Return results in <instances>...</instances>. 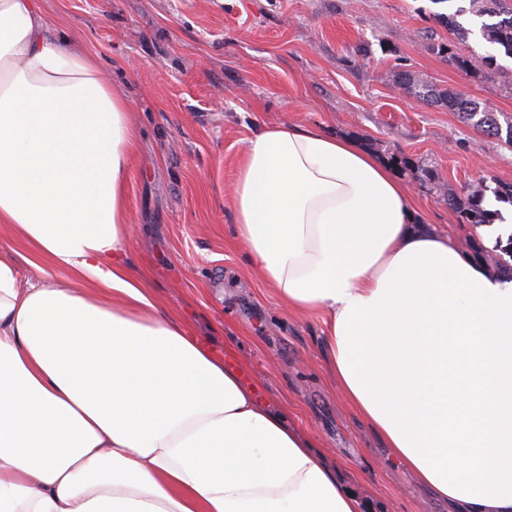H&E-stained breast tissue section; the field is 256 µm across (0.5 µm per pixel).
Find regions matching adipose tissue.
<instances>
[{"label": "adipose tissue", "instance_id": "1", "mask_svg": "<svg viewBox=\"0 0 512 512\" xmlns=\"http://www.w3.org/2000/svg\"><path fill=\"white\" fill-rule=\"evenodd\" d=\"M136 133L39 0H0V512H361L311 439L160 310L127 264ZM233 234L278 302L320 315L353 409L451 512H512V277L416 219L389 164L255 128Z\"/></svg>", "mask_w": 512, "mask_h": 512}]
</instances>
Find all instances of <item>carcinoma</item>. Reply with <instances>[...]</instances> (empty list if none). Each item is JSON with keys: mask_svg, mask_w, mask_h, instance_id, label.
Masks as SVG:
<instances>
[{"mask_svg": "<svg viewBox=\"0 0 512 512\" xmlns=\"http://www.w3.org/2000/svg\"><path fill=\"white\" fill-rule=\"evenodd\" d=\"M467 5L459 6L454 11L433 14L434 20L448 29L458 40H465L473 33L461 18L470 16L479 25L482 39L493 50L512 58V7L504 0H466ZM438 51L465 69L486 70L497 64L496 55H471L462 58L455 55L451 45L441 44ZM400 85L408 90L415 99L427 104L442 102L448 110L458 113L460 119L474 127L480 128L494 136L506 133V142L512 144V125L502 130L493 110L480 105L462 92H442L434 89L419 76L403 71L399 74ZM488 189L487 181L476 187L469 188L462 195H448V206L458 213L466 224H491L497 212L486 209L483 202Z\"/></svg>", "mask_w": 512, "mask_h": 512, "instance_id": "1", "label": "carcinoma"}]
</instances>
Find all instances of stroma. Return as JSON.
I'll use <instances>...</instances> for the list:
<instances>
[{"label": "stroma", "mask_w": 512, "mask_h": 512, "mask_svg": "<svg viewBox=\"0 0 512 512\" xmlns=\"http://www.w3.org/2000/svg\"><path fill=\"white\" fill-rule=\"evenodd\" d=\"M54 36L95 56L130 103L127 258L156 305L311 437L363 512H448L356 415L326 358L321 318L284 312L236 240L231 185L259 125L312 126L393 164L421 223L497 270L447 197L512 184V145L412 98L411 71L512 121V59L455 66L444 0H40ZM451 44H441L438 46V51L445 53L448 55V58L460 65L465 69H473V70H486L491 69L494 65L497 64L496 55L492 53H487L485 55H475L472 54L468 58H462L455 55L453 49L451 48Z\"/></svg>", "instance_id": "1"}]
</instances>
